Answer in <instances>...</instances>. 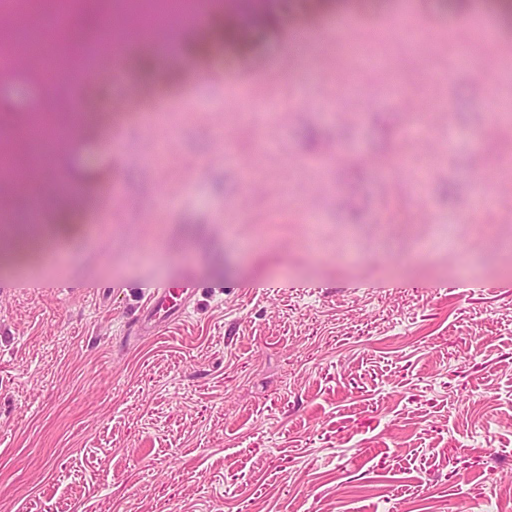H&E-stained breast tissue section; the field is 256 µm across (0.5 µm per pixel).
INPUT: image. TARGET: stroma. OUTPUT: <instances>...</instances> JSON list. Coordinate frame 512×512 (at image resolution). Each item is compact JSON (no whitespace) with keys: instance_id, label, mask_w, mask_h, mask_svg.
<instances>
[{"instance_id":"35a3bbf8","label":"stroma","mask_w":512,"mask_h":512,"mask_svg":"<svg viewBox=\"0 0 512 512\" xmlns=\"http://www.w3.org/2000/svg\"><path fill=\"white\" fill-rule=\"evenodd\" d=\"M354 16L376 64L336 40L295 59L258 27L269 71L214 62L169 120L131 112L115 146L94 133L57 153L68 186L112 190L57 292L56 256L4 263L0 234V512H512V281L475 233L512 225V174L489 162L512 128L488 121L512 96V18L444 0ZM399 17L425 51L389 34ZM141 82L91 85L90 124ZM390 151L405 169L379 168ZM303 211L324 231L314 251ZM185 224L209 232L186 260L138 253ZM370 224L449 239L410 253ZM180 278L211 289L167 332L126 335L142 287Z\"/></svg>"}]
</instances>
